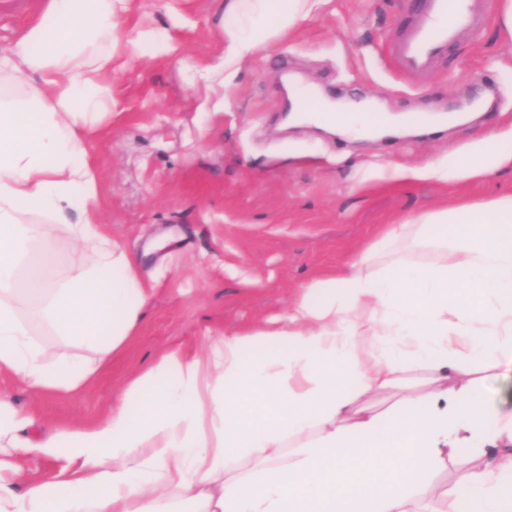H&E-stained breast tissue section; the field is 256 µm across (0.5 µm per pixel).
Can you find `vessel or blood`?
Returning <instances> with one entry per match:
<instances>
[{
	"mask_svg": "<svg viewBox=\"0 0 512 512\" xmlns=\"http://www.w3.org/2000/svg\"><path fill=\"white\" fill-rule=\"evenodd\" d=\"M484 23L482 0H416L387 54L401 73L429 72L462 38L477 37Z\"/></svg>",
	"mask_w": 512,
	"mask_h": 512,
	"instance_id": "1",
	"label": "vessel or blood"
}]
</instances>
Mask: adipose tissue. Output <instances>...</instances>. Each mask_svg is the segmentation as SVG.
Returning a JSON list of instances; mask_svg holds the SVG:
<instances>
[{
  "mask_svg": "<svg viewBox=\"0 0 512 512\" xmlns=\"http://www.w3.org/2000/svg\"><path fill=\"white\" fill-rule=\"evenodd\" d=\"M122 0H45L0 51V375L68 393L87 385L139 328L154 288L136 257L101 231L94 136L111 117L114 37ZM318 0H231L224 52L197 66L206 92L226 63L293 29ZM313 123L351 137L384 132L375 110L320 99ZM512 168L499 132L418 170L481 180ZM89 247L90 264L49 281L52 225ZM41 264L25 266L30 247ZM433 261L412 260L419 249ZM36 314L87 356L48 358L15 304L18 281ZM512 370V194L454 199L386 225L340 270L315 276L287 313L174 347L89 426H59L39 446L58 467L25 477L33 409L0 396V512H418V491L475 457L451 512H512V419L485 398ZM389 411L362 397L410 387Z\"/></svg>",
  "mask_w": 512,
  "mask_h": 512,
  "instance_id": "adipose-tissue-1",
  "label": "adipose tissue"
}]
</instances>
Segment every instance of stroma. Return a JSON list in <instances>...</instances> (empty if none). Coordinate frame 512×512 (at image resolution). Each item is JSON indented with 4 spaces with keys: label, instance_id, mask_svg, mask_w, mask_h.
Here are the masks:
<instances>
[{
    "label": "stroma",
    "instance_id": "obj_1",
    "mask_svg": "<svg viewBox=\"0 0 512 512\" xmlns=\"http://www.w3.org/2000/svg\"><path fill=\"white\" fill-rule=\"evenodd\" d=\"M42 0H0V49ZM487 0L481 37L424 75H398L383 55L409 0H322L292 30L224 71V107L200 110L192 65L224 50L228 0H133L116 35L170 33L168 50L127 46L113 62L108 136L93 147L104 229L137 256L155 292L126 349L72 394H38L0 376V395L35 406L30 438L100 419L127 384L171 347L195 353L212 338L287 311L298 288L372 243L381 225L450 198L512 194V169L479 181L398 179L480 140L512 131V42ZM379 105L390 131L352 140L287 126L281 84Z\"/></svg>",
    "mask_w": 512,
    "mask_h": 512
}]
</instances>
